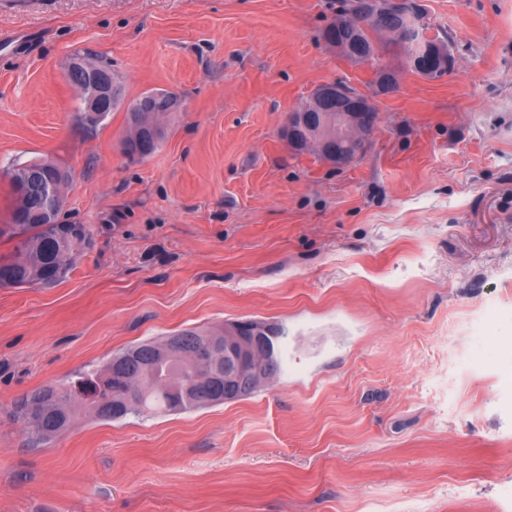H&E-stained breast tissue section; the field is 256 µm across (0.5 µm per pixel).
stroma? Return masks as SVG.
Listing matches in <instances>:
<instances>
[{"instance_id": "35a3bbf8", "label": "stroma", "mask_w": 512, "mask_h": 512, "mask_svg": "<svg viewBox=\"0 0 512 512\" xmlns=\"http://www.w3.org/2000/svg\"><path fill=\"white\" fill-rule=\"evenodd\" d=\"M453 43L428 78L325 42L339 0H0V172L70 174L90 244L59 284L0 288V512H512V0H422ZM107 65L96 128L67 79ZM345 81L378 112L336 166L288 144L289 114ZM179 110L122 153L142 92ZM286 333L249 397L104 421L38 448L13 402L186 328ZM176 104V98L164 92L147 91L128 107L124 152L131 160L143 161L154 154L167 135V118L172 112H152L161 106ZM165 117L158 119V114Z\"/></svg>"}]
</instances>
